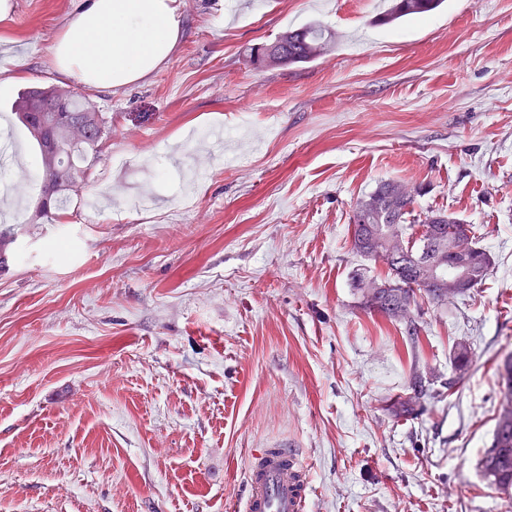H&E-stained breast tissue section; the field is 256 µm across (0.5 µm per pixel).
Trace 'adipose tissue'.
Returning a JSON list of instances; mask_svg holds the SVG:
<instances>
[{
	"mask_svg": "<svg viewBox=\"0 0 512 512\" xmlns=\"http://www.w3.org/2000/svg\"><path fill=\"white\" fill-rule=\"evenodd\" d=\"M181 36L178 0H76L49 49L58 80L95 90L144 81Z\"/></svg>",
	"mask_w": 512,
	"mask_h": 512,
	"instance_id": "adipose-tissue-1",
	"label": "adipose tissue"
}]
</instances>
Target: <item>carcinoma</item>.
<instances>
[{
	"mask_svg": "<svg viewBox=\"0 0 512 512\" xmlns=\"http://www.w3.org/2000/svg\"><path fill=\"white\" fill-rule=\"evenodd\" d=\"M443 0H393L388 11L379 18L383 24H396L407 17L423 16L441 7ZM333 35L317 23H309L288 30L272 43L288 56V64L308 63L327 48ZM36 96L43 97V105L49 106L53 99L34 86L25 88L14 101V110L21 124L27 129L37 147V168L40 173V193L37 204L29 217L31 224L56 221L59 213L67 208L71 197L79 194L90 163L98 157L103 139L110 127L106 126L101 113L84 95L69 91L64 112H29L27 106ZM378 206L368 212L356 208L353 211V246L357 253L367 256L369 235L377 234L385 244L394 248L398 243L413 249L420 248L424 237L414 238V227L418 224H458L460 220L442 211H431L421 217L414 214V196L400 194L399 185L381 182L369 194ZM468 255L482 258L484 272L474 282L459 290L464 295L480 287L488 278L492 268L491 256L477 245L473 235L457 243ZM387 282L394 288L380 289V296L368 299L378 311L394 315L402 305L415 301L417 293L432 300L448 298V292L434 282L422 278L416 267H400L388 264ZM502 404H512V356L503 360L499 368ZM480 468L487 480L500 490L512 489V409L498 413L490 448L480 459Z\"/></svg>",
	"mask_w": 512,
	"mask_h": 512,
	"instance_id": "1",
	"label": "carcinoma"
}]
</instances>
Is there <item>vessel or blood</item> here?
Listing matches in <instances>:
<instances>
[{"instance_id": "obj_1", "label": "vessel or blood", "mask_w": 512, "mask_h": 512, "mask_svg": "<svg viewBox=\"0 0 512 512\" xmlns=\"http://www.w3.org/2000/svg\"><path fill=\"white\" fill-rule=\"evenodd\" d=\"M244 512H305L312 493L310 466L296 448H258L246 471Z\"/></svg>"}]
</instances>
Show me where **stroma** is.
Listing matches in <instances>:
<instances>
[{"mask_svg":"<svg viewBox=\"0 0 512 512\" xmlns=\"http://www.w3.org/2000/svg\"><path fill=\"white\" fill-rule=\"evenodd\" d=\"M13 2L0 139L21 164L0 180L28 193L0 201V512H226L276 443L309 461V512H512L479 466L512 353V0L393 27L388 0H179L168 65L90 93L112 134L53 224L28 221L12 106L51 85L72 0ZM309 22L336 36L316 60L252 64ZM383 181L473 227L480 288L369 306L388 267L350 217Z\"/></svg>","mask_w":512,"mask_h":512,"instance_id":"35a3bbf8","label":"stroma"}]
</instances>
